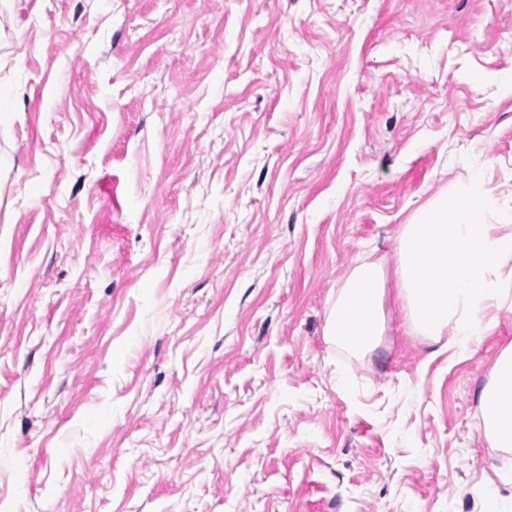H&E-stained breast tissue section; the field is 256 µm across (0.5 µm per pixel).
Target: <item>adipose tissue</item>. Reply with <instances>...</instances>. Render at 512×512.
<instances>
[{
  "label": "adipose tissue",
  "instance_id": "obj_1",
  "mask_svg": "<svg viewBox=\"0 0 512 512\" xmlns=\"http://www.w3.org/2000/svg\"><path fill=\"white\" fill-rule=\"evenodd\" d=\"M496 214L480 169L420 208L400 228L394 277L376 262L345 277L327 326L331 341L355 355L372 350L386 328L392 283L415 332L456 353L472 352L489 330L487 308L512 305V231L498 232ZM480 405L489 447L512 448V345L497 356Z\"/></svg>",
  "mask_w": 512,
  "mask_h": 512
}]
</instances>
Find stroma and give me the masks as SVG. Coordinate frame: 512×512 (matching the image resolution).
<instances>
[{"mask_svg": "<svg viewBox=\"0 0 512 512\" xmlns=\"http://www.w3.org/2000/svg\"><path fill=\"white\" fill-rule=\"evenodd\" d=\"M510 80L512 0H0V512H512L511 310L327 335L473 169L512 215ZM387 275L376 262H362L345 277L336 295L327 335L337 347L360 355L372 350L386 328ZM480 405L488 446L512 448V344L497 356L481 392Z\"/></svg>", "mask_w": 512, "mask_h": 512, "instance_id": "stroma-1", "label": "stroma"}]
</instances>
